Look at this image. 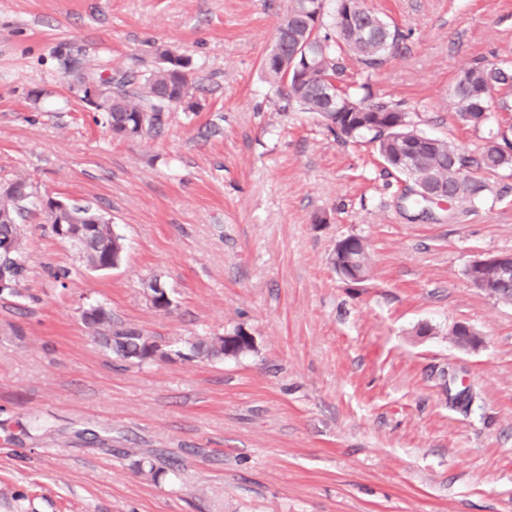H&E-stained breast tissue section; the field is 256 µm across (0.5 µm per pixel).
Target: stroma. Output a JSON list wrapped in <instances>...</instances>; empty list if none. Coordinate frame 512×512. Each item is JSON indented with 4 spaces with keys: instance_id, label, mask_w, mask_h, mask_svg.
Segmentation results:
<instances>
[{
    "instance_id": "obj_1",
    "label": "stroma",
    "mask_w": 512,
    "mask_h": 512,
    "mask_svg": "<svg viewBox=\"0 0 512 512\" xmlns=\"http://www.w3.org/2000/svg\"><path fill=\"white\" fill-rule=\"evenodd\" d=\"M361 4L404 36L373 96L479 152L490 127L458 122L450 95L474 61L512 59V0ZM289 5L0 0V184L35 193L26 277L0 295V512H512V305L466 275L512 255V176L464 215L408 209L374 144L281 111L263 62ZM160 46L190 59V104L158 134L113 136L77 73L145 76ZM50 198L102 212L120 266L88 271L51 232ZM348 236L365 282L332 267ZM154 277L169 311L147 299ZM90 304L168 357L115 358ZM460 324L477 347L457 344ZM238 328L246 355L173 353Z\"/></svg>"
}]
</instances>
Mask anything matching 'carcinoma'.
<instances>
[{
	"instance_id": "cac0c4a2",
	"label": "carcinoma",
	"mask_w": 512,
	"mask_h": 512,
	"mask_svg": "<svg viewBox=\"0 0 512 512\" xmlns=\"http://www.w3.org/2000/svg\"><path fill=\"white\" fill-rule=\"evenodd\" d=\"M326 0H293L287 17L277 30L276 37L283 50L303 49L310 66L290 55L270 54L263 63L267 78L286 88L283 110L297 104L306 112L319 115L327 125L348 138L371 135L376 150L384 163L395 172L412 180L413 184L431 183L448 192L453 207H474L483 202L486 181L490 177L512 172V142L506 136L486 138L477 155L463 153L454 144L422 133L412 115L400 105L383 99L373 100L369 84L354 88L339 86L336 76L344 72V60L355 57L364 72L370 74L381 68L389 52L399 48L402 34L398 28L379 15L368 11L344 28L333 18L334 33H321ZM162 65L151 73L144 88L129 93L125 87L135 78L96 80L98 98L105 108L101 110L106 126L115 136H123L128 128H140L138 135L158 130L162 125V112L175 103L170 95L185 85L190 62L167 49H157ZM463 78L455 83L451 106L458 120L478 128L498 121L495 113L482 115V99H496L500 112H512V61L497 63L474 62L462 72ZM488 91L486 97L480 92ZM336 96L354 113H331L328 94ZM10 191L0 194V214L8 216L0 221V238L15 242L7 259L12 287L8 294H18V288L27 271L21 236L26 211L25 203L33 194L32 185L24 178L9 182ZM114 231L110 224H96L92 231L77 241L82 257L88 265L103 263L111 256ZM349 250L362 253V264L356 267L360 281L369 275V258L361 240L348 237ZM99 343L112 354L139 362L154 360L160 346L135 327L116 325L112 314L100 305L86 320ZM194 356L224 360V348H218L212 337L205 336L188 342Z\"/></svg>"
}]
</instances>
